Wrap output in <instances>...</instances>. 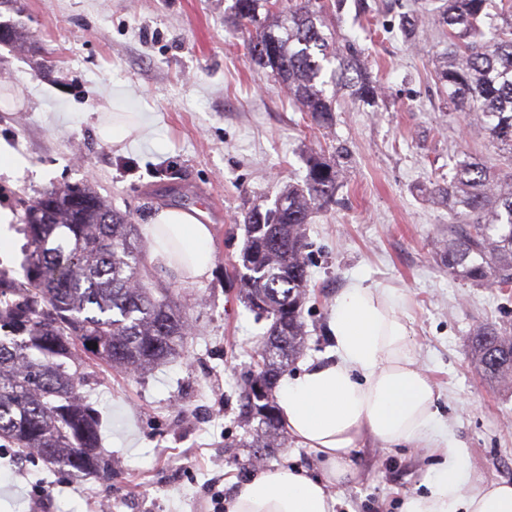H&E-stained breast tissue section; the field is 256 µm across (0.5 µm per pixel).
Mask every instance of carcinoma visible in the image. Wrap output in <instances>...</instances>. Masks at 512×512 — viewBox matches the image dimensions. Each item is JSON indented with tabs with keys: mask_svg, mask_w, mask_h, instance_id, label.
Wrapping results in <instances>:
<instances>
[{
	"mask_svg": "<svg viewBox=\"0 0 512 512\" xmlns=\"http://www.w3.org/2000/svg\"><path fill=\"white\" fill-rule=\"evenodd\" d=\"M343 8L344 0H233L230 7L234 29L248 33L250 60L259 66L268 58L289 98L319 125L335 112L328 86L364 105L380 98L357 47L324 30L325 16ZM439 23L448 29V55L435 72L448 107L471 112L512 154V0H445ZM338 188L336 163L312 156L304 185L288 186L265 211L245 212L242 267L234 274L250 310L270 321L240 407L244 422H257L251 448L288 440L274 393L304 343L306 225L336 202ZM432 193L453 216L440 257L448 275L512 288V171L500 177L473 157L454 156ZM24 233L23 279L0 271V441L49 468L97 473L100 419L81 392L84 358L140 373L179 355L189 320L167 289L145 282L131 218L90 188L43 193L27 208ZM471 343L476 369L509 385L512 336L481 325ZM258 379L269 383L263 400L252 396Z\"/></svg>",
	"mask_w": 512,
	"mask_h": 512,
	"instance_id": "obj_1",
	"label": "carcinoma"
}]
</instances>
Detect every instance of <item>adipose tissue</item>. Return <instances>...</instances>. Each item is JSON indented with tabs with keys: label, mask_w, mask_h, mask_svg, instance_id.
I'll return each instance as SVG.
<instances>
[{
	"label": "adipose tissue",
	"mask_w": 512,
	"mask_h": 512,
	"mask_svg": "<svg viewBox=\"0 0 512 512\" xmlns=\"http://www.w3.org/2000/svg\"><path fill=\"white\" fill-rule=\"evenodd\" d=\"M153 254L183 280L207 277L211 230L191 212L164 208L147 226ZM328 330L336 358L286 379L278 415L296 445L319 453L324 478L277 467L243 483L228 512H335L327 482L356 476L351 454L365 439L419 446L432 459L421 493L401 512H512V483L486 481L466 467V449L437 419V395L411 341L392 289L355 281L336 298Z\"/></svg>",
	"instance_id": "adipose-tissue-1"
}]
</instances>
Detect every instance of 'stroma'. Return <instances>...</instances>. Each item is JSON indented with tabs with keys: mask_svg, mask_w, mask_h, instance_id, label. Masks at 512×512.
Masks as SVG:
<instances>
[{
	"mask_svg": "<svg viewBox=\"0 0 512 512\" xmlns=\"http://www.w3.org/2000/svg\"><path fill=\"white\" fill-rule=\"evenodd\" d=\"M0 23L20 25L25 44L0 43V140L22 167L0 173L11 247L0 269L22 278L25 208L45 191L87 184L137 227L165 207L200 209L212 232L210 275L196 282L148 260L171 288L192 332L183 352L138 374L89 363L84 390L101 413L109 480L72 478L0 448V512H213L215 496L281 465L324 474L320 454L295 443L254 460L253 429L239 416L267 320H255L232 276L245 244L244 214L272 206L303 183L306 159L345 148L338 203L308 226L311 282L307 337L287 374L324 362L334 301L356 279L394 289L419 360L438 395L437 418L468 450V467L512 481V388L477 372L471 332L512 333V289L477 286L439 263L451 222L429 194L449 156H480L506 168L476 119L448 107L435 66L448 52L435 0L415 41L399 29L406 0H346L326 18L356 39L381 85L377 106L340 100L331 125H316L250 62L245 38L224 21L232 0H12ZM100 112H137L133 141L114 145L95 130ZM348 486L327 484L337 512H400L427 473L423 449L367 443Z\"/></svg>",
	"mask_w": 512,
	"mask_h": 512,
	"instance_id": "35a3bbf8",
	"label": "stroma"
}]
</instances>
